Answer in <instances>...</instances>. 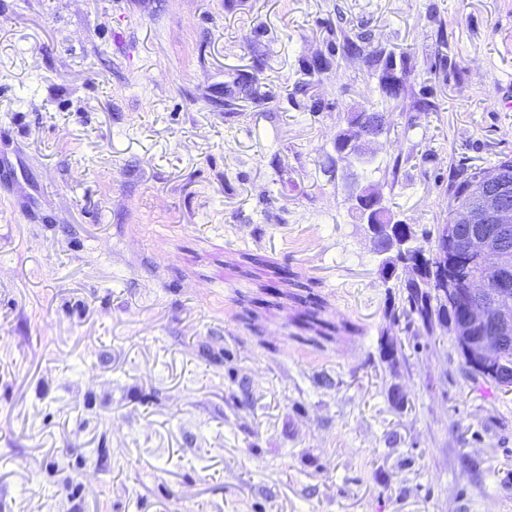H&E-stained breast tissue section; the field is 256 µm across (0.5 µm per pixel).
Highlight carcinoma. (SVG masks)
I'll return each instance as SVG.
<instances>
[{
	"instance_id": "cac0c4a2",
	"label": "carcinoma",
	"mask_w": 512,
	"mask_h": 512,
	"mask_svg": "<svg viewBox=\"0 0 512 512\" xmlns=\"http://www.w3.org/2000/svg\"><path fill=\"white\" fill-rule=\"evenodd\" d=\"M342 40L343 55L352 60H359L372 71L381 70L398 75L399 86L394 97L390 98L387 91L379 92L381 111L386 112L392 104L402 106L404 111L429 112L432 105L421 99L409 97V77L411 65L409 57L404 55L395 59L394 53L379 46L366 49L369 38L363 34H350L346 30L339 31ZM332 58L317 54L303 70V78L296 82V93L310 101L307 105L312 111L321 109V101L311 94L313 84L332 69ZM268 95L253 84V79L241 75L224 83V108H232L240 99L262 102ZM369 128V117L363 112H351L348 115L347 127L336 133L335 149L339 150L349 134L363 132ZM507 168L512 171V157L500 159L490 167H473L458 172L451 183L448 219L454 222L457 210L466 208L473 203L471 186L483 181L486 177ZM364 207L357 209L359 217L369 214L374 224H386L391 227L397 247L390 245L383 249L380 264V277L383 284L400 289L401 306L398 311L391 312L390 322L394 325L405 323L406 330L426 336L434 335L440 328L452 336L457 347L463 348L462 338L465 336H481L483 328L467 326L462 305L451 301L444 292L448 285H453L463 294L476 280H482L488 287L495 286L499 270L486 266L474 257L467 255L461 247L445 248L441 240L443 225L435 224L431 229L419 233L411 225L395 219L390 207L379 189L369 184L364 188ZM448 250V258L441 260L438 253ZM322 304L315 297L304 300V310L298 314V325L305 331H312L319 336H329L336 327L321 316ZM383 359L394 363L399 361L401 348L392 338H385L380 344ZM484 380L501 384L507 379L512 383V335L509 336L499 355L495 374H480Z\"/></svg>"
}]
</instances>
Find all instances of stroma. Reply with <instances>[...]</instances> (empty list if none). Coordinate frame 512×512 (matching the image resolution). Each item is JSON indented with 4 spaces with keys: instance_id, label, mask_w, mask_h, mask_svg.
<instances>
[{
    "instance_id": "1",
    "label": "stroma",
    "mask_w": 512,
    "mask_h": 512,
    "mask_svg": "<svg viewBox=\"0 0 512 512\" xmlns=\"http://www.w3.org/2000/svg\"><path fill=\"white\" fill-rule=\"evenodd\" d=\"M340 27L433 104L360 179L443 223L457 170L512 157V0H0V512H512V393L389 323L334 148L379 75ZM259 54L267 100L226 113ZM333 66V60L324 54H315L307 66L303 70L304 78L296 82V93L310 101V104L304 105L312 111H319L321 109V101L314 99V95L310 94L313 84L320 80V77L328 73ZM304 310L298 316V325L305 331H312L318 336H331L336 327L329 321L322 318V304L315 297H309L304 301Z\"/></svg>"
}]
</instances>
